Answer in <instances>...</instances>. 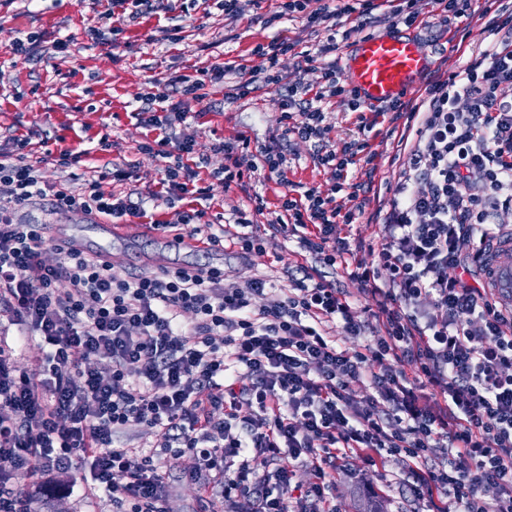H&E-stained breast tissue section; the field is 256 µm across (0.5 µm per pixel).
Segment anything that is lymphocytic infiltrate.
Returning <instances> with one entry per match:
<instances>
[{
    "mask_svg": "<svg viewBox=\"0 0 512 512\" xmlns=\"http://www.w3.org/2000/svg\"><path fill=\"white\" fill-rule=\"evenodd\" d=\"M374 8V0L358 11L346 0H283L281 14L327 30L316 54L304 55L309 64L347 40L340 17L355 12L374 26ZM495 28L501 38L448 78L428 81L420 103L388 105L412 137L391 205L365 245L341 228L365 212L372 160L356 141L325 149L321 107L329 95L359 110L356 90L331 67L323 90L304 96L279 70L293 43L256 46L265 66L237 97L275 92L286 133L314 143L331 171L330 189L285 192L268 222L315 260L289 269L284 284H228L217 266L121 279L101 256L53 247L46 225L17 220L19 206L42 200L56 215L113 220L147 211L104 193L97 179L77 190L44 182L26 139L0 146V314L19 328L14 342L0 340V512H31L19 482L41 488L77 456L89 491L129 512H167L163 461L172 451L194 459L182 479L197 488L196 512L242 504L247 512H335L328 491L348 456L374 468L387 453L406 457L405 485L430 512H512V292H495L483 268L494 245L512 237L503 220L512 212V12ZM226 73L202 68L140 95L135 117L157 135L139 149L167 161L157 198L209 199L190 163L192 143L170 130ZM215 149L225 187L246 188L257 171L285 179L280 147L252 152L241 133ZM248 201L230 224L208 223L194 208L153 227L189 234L209 252L231 246L260 256L251 216L267 201L257 193ZM321 265L361 283L369 306L320 276ZM373 320L380 332L369 340ZM341 333L364 342L345 349ZM33 336L45 357L18 371L16 353ZM132 424L146 443L122 441ZM258 457L267 470L253 467ZM300 463L310 473L305 487L294 481Z\"/></svg>",
    "mask_w": 512,
    "mask_h": 512,
    "instance_id": "1",
    "label": "lymphocytic infiltrate"
}]
</instances>
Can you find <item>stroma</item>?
Returning <instances> with one entry per match:
<instances>
[{"label": "stroma", "mask_w": 512, "mask_h": 512, "mask_svg": "<svg viewBox=\"0 0 512 512\" xmlns=\"http://www.w3.org/2000/svg\"><path fill=\"white\" fill-rule=\"evenodd\" d=\"M281 0H241L240 12L229 17L212 0H169L170 9L162 16L138 19L116 14L120 27L118 46L93 42L88 28L100 26L99 15L108 7L106 0H0V142L12 136L30 139L34 156L64 147L90 150L82 168L83 178L103 173L104 192L131 198L148 197L162 176L163 163L152 154L139 151L147 130L137 124L133 113L137 97L149 81H167L195 69L230 64L232 73L223 83L209 89L198 104V118L187 125H175L172 133L191 139L197 156L206 158L203 178L209 179L211 198L204 202L206 218L217 223L230 218L241 206L244 194L238 188H225L212 174L224 166L223 154L213 152L215 139H229L245 131L252 140L266 143L279 127L276 96L258 92L243 99L232 94L242 76L262 67L255 54L260 43L277 37L288 38L297 52L282 57L280 68L288 82L318 87L321 71L329 65H343L344 51L322 56L312 67L299 64L301 52L314 49L327 39L326 30L308 28L302 19H275ZM419 17L413 26L399 25L398 31L432 43V75L440 78L468 62L493 38L496 13L488 0H471V16L452 20L448 27L437 26L432 0H419ZM179 29V41L168 32ZM37 32L46 40L65 38L66 52L45 53L27 60L13 55L7 47L11 37ZM400 129L376 121L367 132V151L377 166L375 194L359 223L346 228L351 242L371 240L377 228L373 215L387 209L390 196L386 185L395 183L401 161L398 157ZM108 138V151L96 150L97 139ZM291 149L296 158L288 170L290 183L328 189L330 175L313 163L308 143L295 139ZM131 171V178H109L113 169ZM123 238L114 240L113 252L120 258L114 271L118 276L156 271V256L173 265L219 266L230 282L253 278L284 281L297 261V244L282 236L266 237L265 253L245 255L238 250L223 252L165 251L162 239L146 224H128ZM86 470L75 461L71 470L55 475L56 492L36 495L34 512H113L112 499L104 492L91 493L85 487ZM405 465L401 457H388L380 472L369 470L363 461L351 460L336 477L329 495L336 512H356L364 499L380 501L383 512H419L420 502L405 491Z\"/></svg>", "instance_id": "stroma-1"}]
</instances>
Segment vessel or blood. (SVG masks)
Listing matches in <instances>:
<instances>
[{
  "label": "vessel or blood",
  "instance_id": "b4317fda",
  "mask_svg": "<svg viewBox=\"0 0 512 512\" xmlns=\"http://www.w3.org/2000/svg\"><path fill=\"white\" fill-rule=\"evenodd\" d=\"M431 56L414 37L398 33L359 41L345 57V72L365 107L378 108L418 90ZM499 287L512 289V241L500 245L488 263Z\"/></svg>",
  "mask_w": 512,
  "mask_h": 512
}]
</instances>
